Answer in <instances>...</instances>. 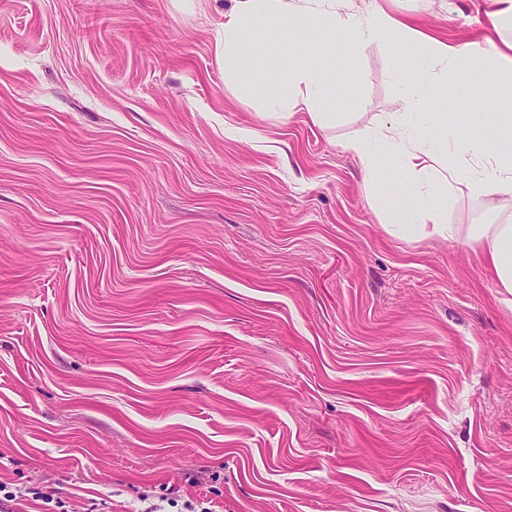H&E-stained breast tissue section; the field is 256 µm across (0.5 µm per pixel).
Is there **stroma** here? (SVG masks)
<instances>
[{"instance_id":"stroma-1","label":"stroma","mask_w":512,"mask_h":512,"mask_svg":"<svg viewBox=\"0 0 512 512\" xmlns=\"http://www.w3.org/2000/svg\"><path fill=\"white\" fill-rule=\"evenodd\" d=\"M377 2L468 46L337 40L314 125L242 100L235 0H0V485L72 512H512V305L465 242L403 235L343 148L429 69L502 137L479 0ZM448 221L512 224L460 192ZM426 49L439 57L449 69H456L459 65H463L469 55L465 47H454L452 45L425 42Z\"/></svg>"}]
</instances>
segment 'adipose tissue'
<instances>
[{"label":"adipose tissue","instance_id":"ef3b65f1","mask_svg":"<svg viewBox=\"0 0 512 512\" xmlns=\"http://www.w3.org/2000/svg\"><path fill=\"white\" fill-rule=\"evenodd\" d=\"M390 26L381 8L343 11L336 0H238L236 9L224 17V76L244 97L262 99L269 112H308L312 121L330 120V100L322 89L325 71L288 63L278 72L277 93H267L256 76V45L261 31L286 32L287 48L308 54L316 43L335 41L343 35L358 43L383 37ZM358 157L365 181H372L380 160L400 158L405 177L399 191L387 195L383 205L388 224H422L431 236L451 241L460 238L456 225L446 217L448 198L459 186L490 200L493 207L512 205V145L495 147L486 139L427 141L422 129L405 124L390 126L388 132L371 136L355 132L343 144ZM483 163L471 172L445 164L447 150ZM413 199L404 210V199ZM466 243L482 253L498 287L512 294V224H477Z\"/></svg>","mask_w":512,"mask_h":512}]
</instances>
